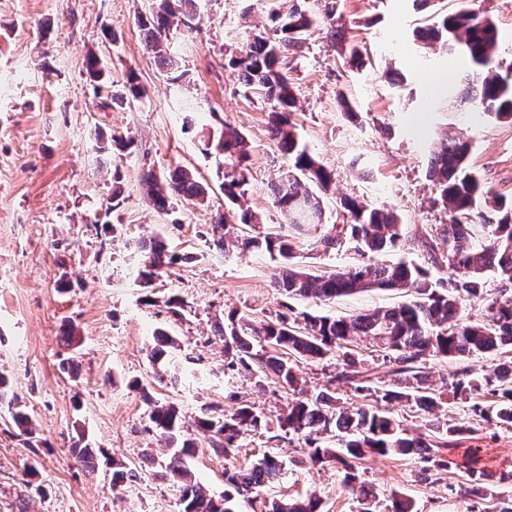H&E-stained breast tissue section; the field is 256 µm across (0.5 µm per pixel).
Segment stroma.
<instances>
[{
    "mask_svg": "<svg viewBox=\"0 0 512 512\" xmlns=\"http://www.w3.org/2000/svg\"><path fill=\"white\" fill-rule=\"evenodd\" d=\"M335 4L345 40L332 44L318 25L288 60L297 98L294 119L313 156L334 178L324 198V222L300 237L297 262L328 271L360 257L351 244L323 252L315 242L338 223L337 204L350 196L397 213L404 226L402 258L424 264L421 237L436 234L448 215L435 205L429 179L432 143L455 129L471 145L469 162L491 193L512 197V120H465L460 102H430L437 77L454 75L460 59L439 46L415 42V31L436 14L461 8L489 16L501 40L500 61L512 63V0H308L312 12ZM149 0H0V372L10 396L31 423L21 434L0 405V512H179L181 487L163 471L167 449L152 430L144 393L174 404L185 437L197 445L189 461L197 481L224 495L223 457L212 454L199 429L201 410L234 411L247 400L276 413L287 401L274 382L255 389L244 372L224 367L216 327L237 309L254 319L278 312L277 262L261 251L224 255L203 234L224 192L202 134L230 126L251 144V175L242 200L258 214L260 233H287L272 205L285 159L269 134L270 103L243 88L227 62L266 23L264 0H198V25L176 32L171 50L185 76L173 84L136 23ZM358 46L363 65L347 62ZM95 54L110 68L114 90L136 72L147 96L134 106L102 110L86 72ZM194 127L185 130V118ZM113 136L135 139L134 152L104 149ZM196 170L209 203L174 199L160 213L144 198L145 174L174 166ZM164 234L171 251L189 255L151 282L137 277L140 242ZM184 303L174 316L170 298ZM406 291L373 288L333 302L293 301L295 312L352 315L407 301ZM74 329L66 341V329ZM165 329L180 349L175 367L154 365L153 333ZM512 360V355L429 357L437 387L464 369ZM484 464L512 469V431L480 422ZM248 453L275 450L285 464L280 485L261 497L317 494L322 512H358L335 466L308 464L298 440L249 432ZM93 449L95 471L72 453ZM469 441L444 449L448 470L439 483L420 481L413 459H367L360 480L376 489L378 512L392 492L411 498L417 512H485L470 494ZM136 468L138 478L112 485V462Z\"/></svg>",
    "mask_w": 512,
    "mask_h": 512,
    "instance_id": "1",
    "label": "stroma"
}]
</instances>
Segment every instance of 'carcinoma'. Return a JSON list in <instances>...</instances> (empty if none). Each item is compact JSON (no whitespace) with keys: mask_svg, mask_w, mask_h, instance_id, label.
Wrapping results in <instances>:
<instances>
[{"mask_svg":"<svg viewBox=\"0 0 512 512\" xmlns=\"http://www.w3.org/2000/svg\"><path fill=\"white\" fill-rule=\"evenodd\" d=\"M196 0H155L148 12L137 17L148 45L169 74L178 83L184 77L178 61L170 52L173 28H194ZM270 28L253 36L245 48L232 55L228 66L238 80L257 89L273 104L269 132L284 157L285 169L273 188L274 206L296 230L307 224L323 223L322 195L330 191L332 174L318 163L304 143L298 124L293 121L296 104L294 87L285 69L288 54L304 46V35L323 22L329 25L331 39L338 37L334 10L322 17L311 13L305 0L272 3L268 12ZM499 31L488 17L460 10L442 16L416 33V40L438 43L450 55L462 52L468 70L457 75L456 92L471 108L497 119H512V65L495 61ZM87 73L102 92L107 84L105 65L93 54L86 59ZM144 89L134 74L127 76L121 94H106V108L124 107L139 102ZM206 152L220 155L224 212L215 215L207 233L212 244L228 255L234 251L261 250L282 267L276 280L279 293L292 299L311 297L321 301L366 288H411L413 299L396 308L377 310L355 317H334L295 313L288 304L284 310L263 320L250 319L232 310L224 316L218 335L224 337L225 363L230 370H244L262 382L274 376L275 383L291 398L271 416L244 403L222 417L204 409L199 427L212 433L209 446L214 454L234 458L241 452L239 440L246 431L271 429V422L286 433L302 440L303 453L313 465L334 464L342 474L341 483L358 492V502L376 503L374 489L359 481L361 461L368 457H410L420 463L419 475L425 479L448 470V461L440 449L472 439L479 418L501 428L512 429V369L503 364L475 372L464 369L454 377L450 388L454 398L469 404L471 418L442 421L436 412L442 406L436 389L422 370L426 357L460 358L495 354L512 347V298H498L487 307L481 321L461 317V301L483 299L485 278L491 274L504 283H512V198L489 195L481 178L468 165L470 145L460 137L445 136L433 151L429 176L436 188L435 203L448 212L449 224L442 233L421 239L427 263L437 270L449 267L451 276L431 277L424 266L401 260L393 264L374 261L370 255L396 249L404 240V228L397 215L372 208L355 198L340 200L342 224H334L315 242L327 253L349 242L363 262L348 268L313 273L295 262L296 241L291 235L267 233L243 235V227L259 223L256 214L243 208L249 183L250 144L241 132L224 127L219 134H208ZM179 196L204 204L208 187L188 169L175 167L145 180V198L149 205L164 213L173 197ZM493 219L492 231L484 242H474L471 226L478 199ZM144 259L138 276L149 282L163 270L181 262L180 254L168 249L157 236L141 246ZM370 338L393 363V382L380 387L372 383L354 346ZM151 360L159 364L175 359L174 337L162 329L153 334ZM329 356L338 360L336 374L329 384L311 394L298 378L296 366L303 361L320 362ZM346 385L354 401L338 397V386ZM491 401L482 400V394ZM152 429L170 451L166 474L182 483L180 512H236L235 496L248 502L258 501L261 490L279 481L283 461L274 452L249 460L239 469L224 471L228 490L221 499L213 498L192 480L186 459L195 454L192 440L182 438V419L172 404H161L144 396ZM406 404L428 418L431 438L410 433L396 421L382 404ZM472 493L487 496L488 486L512 479V471L495 473L481 465L480 449H467ZM322 500L316 494L274 500L267 512H321Z\"/></svg>","mask_w":512,"mask_h":512,"instance_id":"cac0c4a2","label":"carcinoma"}]
</instances>
